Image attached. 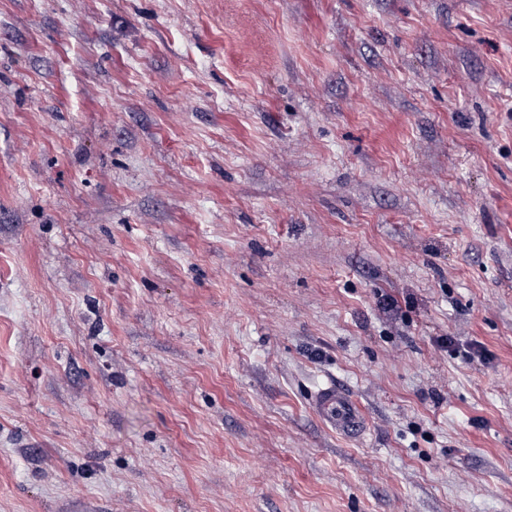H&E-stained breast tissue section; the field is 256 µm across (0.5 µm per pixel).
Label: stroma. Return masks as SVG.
Wrapping results in <instances>:
<instances>
[{
    "label": "stroma",
    "instance_id": "stroma-1",
    "mask_svg": "<svg viewBox=\"0 0 512 512\" xmlns=\"http://www.w3.org/2000/svg\"><path fill=\"white\" fill-rule=\"evenodd\" d=\"M0 512H512V0H0ZM313 406L338 436H359L370 425L361 405L339 388L327 386L319 389Z\"/></svg>",
    "mask_w": 512,
    "mask_h": 512
}]
</instances>
